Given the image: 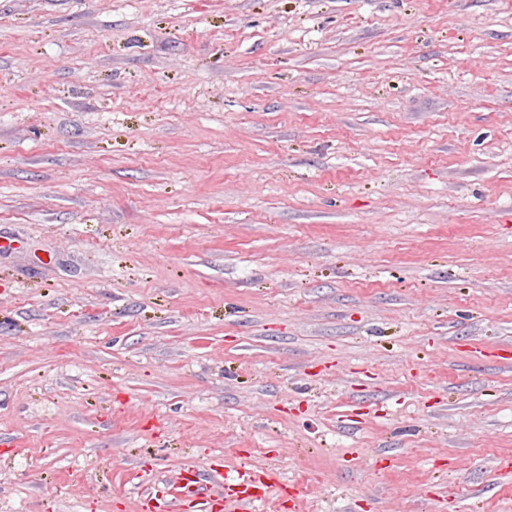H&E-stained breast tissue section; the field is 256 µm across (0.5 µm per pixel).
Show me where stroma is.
Returning a JSON list of instances; mask_svg holds the SVG:
<instances>
[{
    "label": "stroma",
    "mask_w": 512,
    "mask_h": 512,
    "mask_svg": "<svg viewBox=\"0 0 512 512\" xmlns=\"http://www.w3.org/2000/svg\"><path fill=\"white\" fill-rule=\"evenodd\" d=\"M512 512V0H0V512ZM223 480V476L213 470H198L193 474L190 492L197 497L206 496L216 483H221ZM272 480L273 478L269 476L256 479L243 474L234 478L233 481H237V485L241 486L240 495L238 496L240 510L244 512L255 511L257 504L264 499L267 489L271 487Z\"/></svg>",
    "instance_id": "stroma-1"
}]
</instances>
